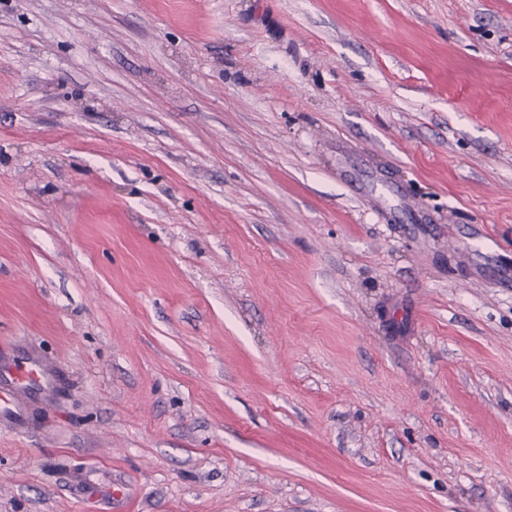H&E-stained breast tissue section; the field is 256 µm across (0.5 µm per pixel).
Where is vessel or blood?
I'll return each mask as SVG.
<instances>
[{"mask_svg": "<svg viewBox=\"0 0 512 512\" xmlns=\"http://www.w3.org/2000/svg\"><path fill=\"white\" fill-rule=\"evenodd\" d=\"M55 378L53 365L35 357L12 355L0 359V420L25 424L27 395L52 385Z\"/></svg>", "mask_w": 512, "mask_h": 512, "instance_id": "b4317fda", "label": "vessel or blood"}]
</instances>
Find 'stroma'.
I'll return each mask as SVG.
<instances>
[{"label": "stroma", "mask_w": 512, "mask_h": 512, "mask_svg": "<svg viewBox=\"0 0 512 512\" xmlns=\"http://www.w3.org/2000/svg\"><path fill=\"white\" fill-rule=\"evenodd\" d=\"M509 270L512 0H0V512H512ZM56 378L54 366L33 356L15 354L0 359V419L23 425L28 419L27 395L51 386Z\"/></svg>", "instance_id": "35a3bbf8"}]
</instances>
